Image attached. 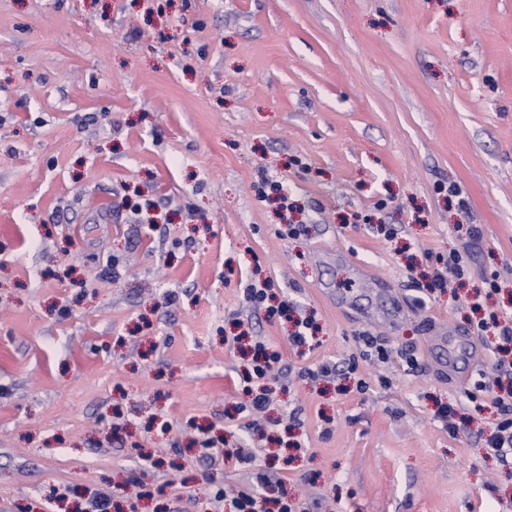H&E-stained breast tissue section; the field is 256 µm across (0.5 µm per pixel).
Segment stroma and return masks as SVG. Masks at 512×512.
<instances>
[{"instance_id":"35a3bbf8","label":"stroma","mask_w":512,"mask_h":512,"mask_svg":"<svg viewBox=\"0 0 512 512\" xmlns=\"http://www.w3.org/2000/svg\"><path fill=\"white\" fill-rule=\"evenodd\" d=\"M491 279L512 311V0H0V512H224L262 472L301 512H512L492 363L448 354ZM239 336L281 356L258 435ZM447 268L451 270L457 278H461L464 276V264L462 261V256L456 252L450 253L448 255V262L444 263L442 268L435 267L431 277V283L426 284L428 288H448L447 279L445 277V273L447 272ZM272 284L270 280H264L260 284H251L247 291V299L256 307L264 308L266 318H282L292 319L296 313V303L288 300L285 295H278L271 291Z\"/></svg>"}]
</instances>
